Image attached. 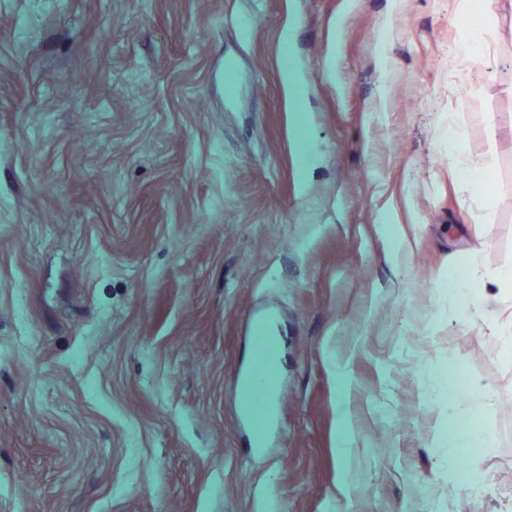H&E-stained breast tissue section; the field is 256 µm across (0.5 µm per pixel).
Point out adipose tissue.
Segmentation results:
<instances>
[{"instance_id": "1", "label": "adipose tissue", "mask_w": 512, "mask_h": 512, "mask_svg": "<svg viewBox=\"0 0 512 512\" xmlns=\"http://www.w3.org/2000/svg\"><path fill=\"white\" fill-rule=\"evenodd\" d=\"M442 300L451 305H461L479 318L497 337L501 354L507 364L512 365V316L504 317L503 305H512V267L490 270L472 275L455 268L448 271V287L442 292ZM337 414L340 430L337 439L342 460H350L351 450L356 444V435L350 426L348 398L351 387L349 364L345 360L335 363ZM468 391L475 401L473 415L468 419H452L441 440L448 472H459V461L463 453L473 448H483L491 440L490 432L477 424L476 416L483 414L494 398L491 385L480 379H471Z\"/></svg>"}]
</instances>
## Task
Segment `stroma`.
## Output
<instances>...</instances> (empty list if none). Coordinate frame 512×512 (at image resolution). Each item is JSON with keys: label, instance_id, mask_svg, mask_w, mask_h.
<instances>
[{"label": "stroma", "instance_id": "obj_1", "mask_svg": "<svg viewBox=\"0 0 512 512\" xmlns=\"http://www.w3.org/2000/svg\"><path fill=\"white\" fill-rule=\"evenodd\" d=\"M499 15L477 58L455 0H0V512H512V368L440 301L448 267L512 265ZM265 314L257 447L239 379ZM452 366L495 390L478 493L439 446L474 405L433 393ZM497 154V136L493 128L487 127L484 132L483 151L477 156L465 160V171L469 174H489L492 171L494 158ZM336 394H337V414L340 419V430L337 439L339 455L344 462L342 473V487H348L347 475L350 469L351 448L357 444L356 435L350 426V412L348 407V398L351 387V376L349 364L347 361L336 358L335 363Z\"/></svg>", "mask_w": 512, "mask_h": 512}]
</instances>
